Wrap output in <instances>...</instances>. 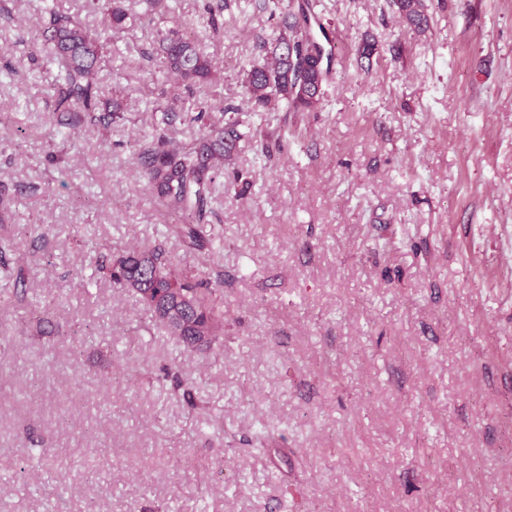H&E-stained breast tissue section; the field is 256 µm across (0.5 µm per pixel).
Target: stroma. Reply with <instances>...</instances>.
Returning <instances> with one entry per match:
<instances>
[{
  "label": "stroma",
  "mask_w": 512,
  "mask_h": 512,
  "mask_svg": "<svg viewBox=\"0 0 512 512\" xmlns=\"http://www.w3.org/2000/svg\"><path fill=\"white\" fill-rule=\"evenodd\" d=\"M207 2L123 0L106 129L57 124L41 30L107 0L0 16V512H512V0H425L421 30L394 0H224L214 27ZM287 22L329 57L319 100L253 106ZM179 23L206 85L159 67ZM200 106L240 137L193 249L136 154ZM98 244L208 280L223 344L177 345Z\"/></svg>",
  "instance_id": "1"
}]
</instances>
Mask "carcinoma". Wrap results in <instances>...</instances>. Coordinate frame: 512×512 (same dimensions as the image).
I'll list each match as a JSON object with an SVG mask.
<instances>
[{
	"label": "carcinoma",
	"mask_w": 512,
	"mask_h": 512,
	"mask_svg": "<svg viewBox=\"0 0 512 512\" xmlns=\"http://www.w3.org/2000/svg\"><path fill=\"white\" fill-rule=\"evenodd\" d=\"M395 2L408 24L420 28L427 23L423 0ZM46 13L41 36L47 57L57 68L54 111L73 128L86 121L110 125L118 106H109L96 79L101 49L112 42L113 33L137 18L124 10L122 0H111L106 22L90 33L73 16L52 8ZM288 50L300 57L298 65L288 64L284 55ZM160 51L161 66L181 82L201 85L216 75L210 56L179 28L161 34ZM319 51L320 45L313 38L299 35L293 27L290 33H282L269 57L253 63L246 72L248 101L272 110L281 100L296 109L313 107L325 78L315 56ZM195 121L200 123L199 135L191 147L173 146L155 136L139 155L138 163L164 210L181 220L171 225V230L188 239L191 247L202 249L208 244L206 227L213 214L216 170L223 166L224 152L237 134L231 124L224 127L204 120L202 112ZM110 276L136 294L177 343L209 349L224 335V308L213 300L216 290H201L195 276L170 264L161 249L126 248L113 260Z\"/></svg>",
	"instance_id": "1"
}]
</instances>
